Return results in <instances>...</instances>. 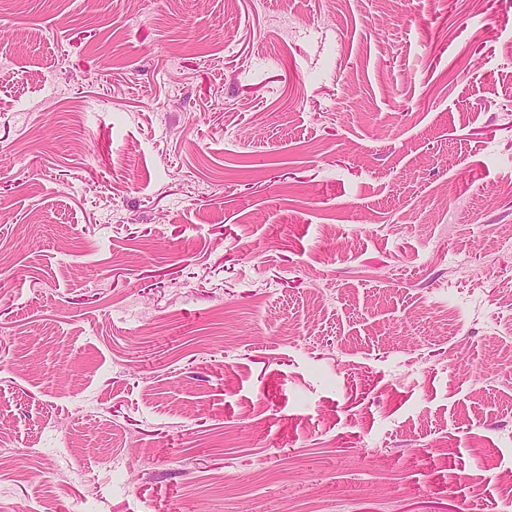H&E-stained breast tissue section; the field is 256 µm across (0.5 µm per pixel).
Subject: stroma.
<instances>
[{
    "label": "stroma",
    "mask_w": 512,
    "mask_h": 512,
    "mask_svg": "<svg viewBox=\"0 0 512 512\" xmlns=\"http://www.w3.org/2000/svg\"><path fill=\"white\" fill-rule=\"evenodd\" d=\"M512 0H0V512H512Z\"/></svg>",
    "instance_id": "35a3bbf8"
}]
</instances>
